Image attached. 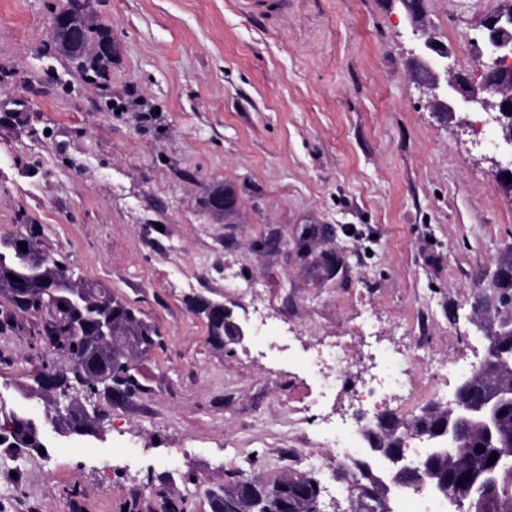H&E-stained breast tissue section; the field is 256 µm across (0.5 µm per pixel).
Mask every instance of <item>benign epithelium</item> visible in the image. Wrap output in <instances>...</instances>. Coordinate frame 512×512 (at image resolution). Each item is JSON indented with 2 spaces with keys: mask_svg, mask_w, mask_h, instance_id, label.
I'll use <instances>...</instances> for the list:
<instances>
[{
  "mask_svg": "<svg viewBox=\"0 0 512 512\" xmlns=\"http://www.w3.org/2000/svg\"><path fill=\"white\" fill-rule=\"evenodd\" d=\"M403 9L412 34L414 47L411 49L412 75L415 83L431 94L432 111L443 116L457 112H486L502 125L503 139L512 146V97L504 93V84L509 71L505 60L512 57V39L505 35L506 23L503 15L492 14L483 22V34L486 44L485 53L478 59L480 81L473 84L468 77L457 69L452 52L438 40L436 33L423 22L425 16L424 0H396ZM473 311L479 315H498L502 307L496 294L481 290L474 291L468 299ZM214 314L224 321V328L237 336L243 335L242 326L233 320L232 311L225 305L215 304ZM500 344H486L483 357L477 370L490 373L498 362L504 360ZM84 387H74L56 395L52 410L58 434L71 436L75 431L71 427L74 414L82 412L90 415L87 407L76 408L77 394ZM512 397V390H504L497 396L486 398L476 395L472 378L464 377L456 386L452 398L448 400V422H443L432 432H427L421 424L404 432L411 440L436 451L441 446L455 448L463 442L468 424L474 414L481 415L485 432L490 433L497 427L500 418L499 404ZM395 414L379 415L361 431L364 456L377 455L387 461L385 478L374 487L360 485L356 488L357 499L361 502L372 499L382 504V512H393V501L402 488L423 486V481L414 467V460L406 450L391 446L381 439L376 427L384 425L395 428ZM246 493L253 502L263 504L259 512H271V505L279 502L288 491L284 483L273 485L266 490L248 481L244 483Z\"/></svg>",
  "mask_w": 512,
  "mask_h": 512,
  "instance_id": "obj_1",
  "label": "benign epithelium"
}]
</instances>
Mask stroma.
Returning <instances> with one entry per match:
<instances>
[{"label": "stroma", "mask_w": 512, "mask_h": 512, "mask_svg": "<svg viewBox=\"0 0 512 512\" xmlns=\"http://www.w3.org/2000/svg\"><path fill=\"white\" fill-rule=\"evenodd\" d=\"M503 0H427V20L466 73L480 23ZM66 0H0V236L41 228L44 250L110 288L164 340L142 357L149 391L95 396L103 435L60 436L46 398H20L45 351L25 315L0 321V406L43 423L47 455L0 448V512H209L208 488L274 484L301 466L299 410L344 418L348 390L381 356L402 359L413 419L453 393L486 345L467 302L512 254V161L499 124L445 119L409 75L410 26L395 0H91L112 34L89 81L50 37ZM236 195L220 222L203 202ZM246 324L221 346L198 298ZM267 327L255 332V310ZM351 355L323 394V343ZM58 367L69 368L64 357ZM192 458L172 463L180 450Z\"/></svg>", "instance_id": "1"}]
</instances>
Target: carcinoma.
Here are the masks:
<instances>
[{"mask_svg":"<svg viewBox=\"0 0 512 512\" xmlns=\"http://www.w3.org/2000/svg\"><path fill=\"white\" fill-rule=\"evenodd\" d=\"M90 0H70V5L56 15L57 25L53 41L67 57L79 63L88 78L100 74L102 65L111 60L112 52L103 53V43H112L111 34L95 28L90 21ZM10 239L26 242L28 256L17 257L11 251L0 256V294L7 297L13 312L29 314L37 319V326L30 335L42 345L55 336L53 347L64 352L74 365L76 382L85 385L93 394L102 392L94 374L107 370L111 383L126 390V398L147 392L137 373L136 358L143 352L161 346L156 329L146 322L140 312L129 303L116 297L100 285L75 283L70 288H60L62 268L52 262L40 261L42 241L34 224L22 225V230L8 235ZM17 280H11V276ZM109 324L117 334L128 337L129 343L120 348L109 345L100 338V328ZM55 387L68 381L56 367L48 362L34 377L35 387L44 379ZM473 383L479 389L498 390L512 387V365L502 362L495 374L475 373ZM41 429L40 423L24 410L7 411L0 407V447L17 454L15 445L28 433ZM471 442L453 448L432 458L431 472L435 479L426 480L425 488L438 493L437 482H442L441 496L447 501L462 499L479 502L483 512H512V404H504L498 431L487 437L478 425L470 427ZM483 448L479 453L476 448ZM497 461L489 463L492 453ZM354 481L376 482L385 476V469L373 467V459L360 467L351 463ZM471 476L465 484L459 479ZM288 487L300 484L304 494H289L282 512H316L321 495L320 481L311 474L294 473L283 479ZM238 484L208 492L210 512H247L237 498Z\"/></svg>","mask_w":512,"mask_h":512,"instance_id":"obj_1","label":"carcinoma"}]
</instances>
